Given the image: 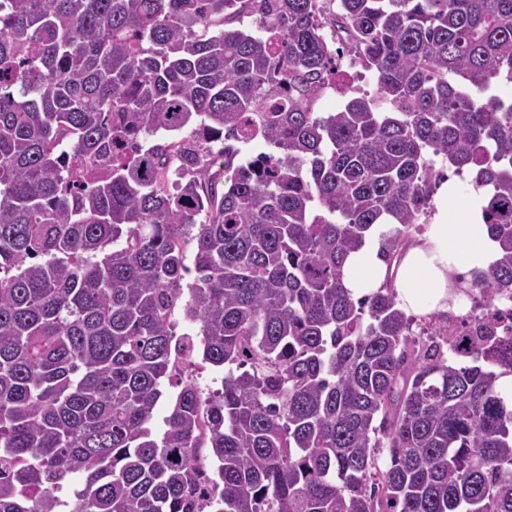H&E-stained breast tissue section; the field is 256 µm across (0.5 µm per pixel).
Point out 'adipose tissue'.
<instances>
[{"label": "adipose tissue", "instance_id": "ef3b65f1", "mask_svg": "<svg viewBox=\"0 0 512 512\" xmlns=\"http://www.w3.org/2000/svg\"><path fill=\"white\" fill-rule=\"evenodd\" d=\"M486 204L485 194L463 179L442 181L430 224L394 259H386L381 251L382 242L396 230L391 218L369 228L361 246L344 262V288L360 300L392 284L400 308L422 317L462 310L466 300L461 284L499 254L483 218Z\"/></svg>", "mask_w": 512, "mask_h": 512}]
</instances>
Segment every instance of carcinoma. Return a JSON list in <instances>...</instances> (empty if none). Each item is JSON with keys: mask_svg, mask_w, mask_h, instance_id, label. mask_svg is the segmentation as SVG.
Masks as SVG:
<instances>
[{"mask_svg": "<svg viewBox=\"0 0 512 512\" xmlns=\"http://www.w3.org/2000/svg\"><path fill=\"white\" fill-rule=\"evenodd\" d=\"M331 36L377 93L315 112ZM498 80L512 0H0V512H512V101L469 93ZM432 155L500 247L446 341L472 366L341 283L381 217L390 260L419 229ZM197 353L221 388L159 437ZM161 390L163 391V396L156 406L153 419L150 423L153 432L159 435L167 429L166 419L171 412L172 400L178 388L164 381L161 385Z\"/></svg>", "mask_w": 512, "mask_h": 512, "instance_id": "1", "label": "carcinoma"}]
</instances>
